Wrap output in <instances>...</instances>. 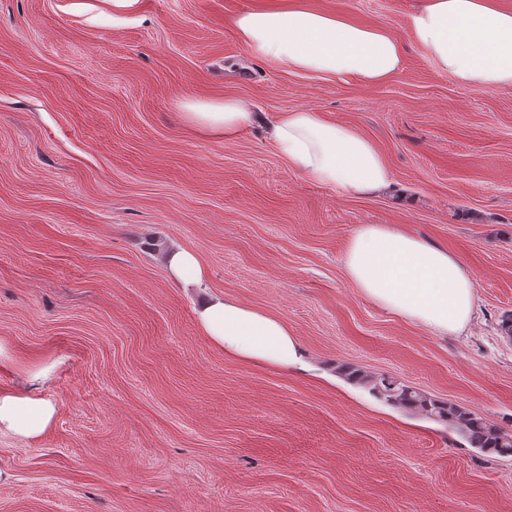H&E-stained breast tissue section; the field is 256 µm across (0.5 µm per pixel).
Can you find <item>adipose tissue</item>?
<instances>
[{
  "instance_id": "adipose-tissue-1",
  "label": "adipose tissue",
  "mask_w": 512,
  "mask_h": 512,
  "mask_svg": "<svg viewBox=\"0 0 512 512\" xmlns=\"http://www.w3.org/2000/svg\"><path fill=\"white\" fill-rule=\"evenodd\" d=\"M233 27L252 56L293 73L329 80L354 78L378 86L398 73L404 47L385 25L363 26L304 4L259 6L238 13ZM414 40L436 69L474 90L512 88V9L495 0H422L410 17ZM183 120L213 137L250 126L254 115L239 100L189 99ZM267 137L289 168L348 196H371L391 182L375 144L351 126L305 107L279 115ZM165 265L175 282L202 287L197 255L170 250ZM349 284L373 304L438 335L457 334L475 310V280L446 248L397 224H363L342 257ZM198 327L225 355L244 364L305 368V351L286 323L261 310L208 293L195 311ZM50 367L27 372L26 387L0 392V434L22 442L40 438L57 407L39 389Z\"/></svg>"
}]
</instances>
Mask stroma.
<instances>
[{"label":"stroma","mask_w":512,"mask_h":512,"mask_svg":"<svg viewBox=\"0 0 512 512\" xmlns=\"http://www.w3.org/2000/svg\"><path fill=\"white\" fill-rule=\"evenodd\" d=\"M281 0H0V389L52 365L39 439L0 435V512H512V457L388 405L337 372L388 374L512 429V89L470 90L414 43L421 0H307L390 24L387 83L330 82L251 56L232 21ZM186 97L260 116L216 140ZM313 107L371 139L391 171L345 196L266 137ZM360 224H398L476 278L462 333L363 298L342 255ZM181 246L206 285L281 318L302 370L227 358L196 325ZM165 265L175 282L183 287H202L206 272L197 255L182 247L170 250Z\"/></svg>","instance_id":"obj_1"}]
</instances>
